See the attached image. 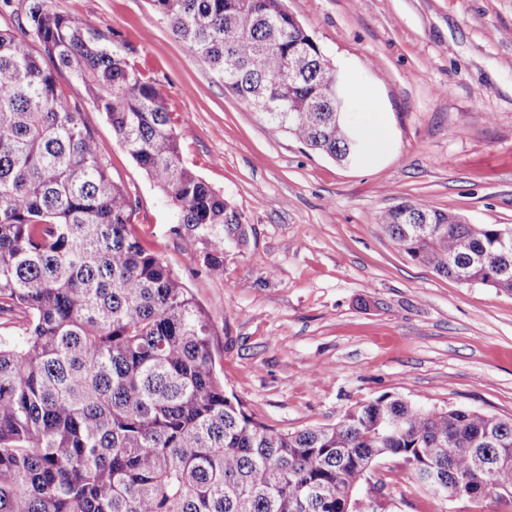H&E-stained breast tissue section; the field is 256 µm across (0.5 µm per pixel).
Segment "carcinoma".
<instances>
[{
    "label": "carcinoma",
    "mask_w": 512,
    "mask_h": 512,
    "mask_svg": "<svg viewBox=\"0 0 512 512\" xmlns=\"http://www.w3.org/2000/svg\"><path fill=\"white\" fill-rule=\"evenodd\" d=\"M152 2L229 90L281 106L269 121L339 162L361 155L336 121L330 61L278 0ZM22 31H0V326L18 330L0 335V512H375L358 489L387 457L432 493L420 472L449 496L461 477L483 489L476 504L512 502L511 418L381 395L333 426L282 433L232 400L203 309L133 233V203L58 76L105 114L214 276L246 236L241 215L182 163L158 88L94 26L30 0ZM293 53L307 68L290 90L274 67ZM378 223L438 275L512 291V228L424 200Z\"/></svg>",
    "instance_id": "obj_1"
}]
</instances>
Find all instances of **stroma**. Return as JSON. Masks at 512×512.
Wrapping results in <instances>:
<instances>
[{
    "label": "stroma",
    "mask_w": 512,
    "mask_h": 512,
    "mask_svg": "<svg viewBox=\"0 0 512 512\" xmlns=\"http://www.w3.org/2000/svg\"><path fill=\"white\" fill-rule=\"evenodd\" d=\"M92 20L155 82L182 158L242 216L244 245L210 274L165 194L68 78L141 243L205 309L226 393L281 432L336 424L387 394L512 418V293L443 278L376 217L425 200L470 224L512 225V0H284L347 88L379 101L378 152L341 164L224 85L151 0H43ZM382 512H474L416 485L403 462L368 475Z\"/></svg>",
    "instance_id": "obj_1"
}]
</instances>
